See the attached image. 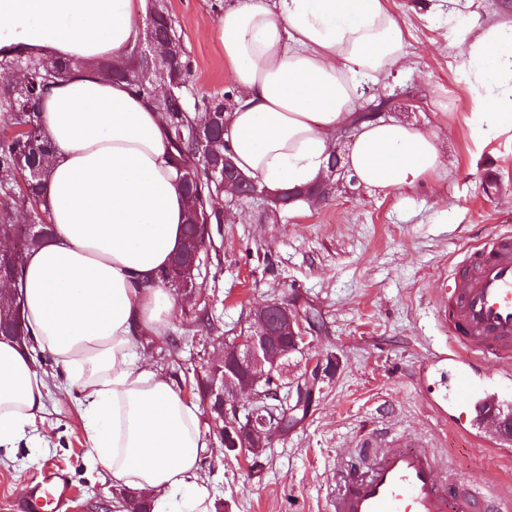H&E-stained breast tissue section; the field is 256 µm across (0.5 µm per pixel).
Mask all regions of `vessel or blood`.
<instances>
[{"instance_id": "1", "label": "vessel or blood", "mask_w": 512, "mask_h": 512, "mask_svg": "<svg viewBox=\"0 0 512 512\" xmlns=\"http://www.w3.org/2000/svg\"><path fill=\"white\" fill-rule=\"evenodd\" d=\"M438 317L458 365L451 399L473 408L476 422L493 427L479 446L512 448V232L497 230L452 265ZM358 463L336 477L327 512H504L502 503L472 486L439 476L427 452L408 447L363 448ZM71 496L66 475L45 470L17 503L18 512H55Z\"/></svg>"}]
</instances>
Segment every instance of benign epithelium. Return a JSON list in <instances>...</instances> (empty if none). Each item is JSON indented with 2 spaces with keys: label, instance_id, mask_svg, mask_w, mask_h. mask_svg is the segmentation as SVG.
Wrapping results in <instances>:
<instances>
[{
  "label": "benign epithelium",
  "instance_id": "7a95c632",
  "mask_svg": "<svg viewBox=\"0 0 512 512\" xmlns=\"http://www.w3.org/2000/svg\"><path fill=\"white\" fill-rule=\"evenodd\" d=\"M176 42L159 45L148 38L146 47H136L135 54L155 65V75L166 77V66L180 55ZM233 162L224 157V165L210 164L207 167L209 181L215 188L200 195L195 203V222L204 231H209L211 200L223 191H233L231 201L241 198H271V192L262 189L243 174L231 179L227 176ZM196 261L176 264L169 269V277L179 291L187 293L195 288L194 271ZM253 323L224 346L222 357L209 359L197 378L205 390V407L208 420L219 438L233 440V448L257 452L268 447L270 431L281 421L277 411L290 404V395H272L259 390V382L281 370L283 360L292 351L300 348L310 331L311 321L300 311L279 302H268L255 309ZM276 398L279 404L272 407L266 403Z\"/></svg>",
  "mask_w": 512,
  "mask_h": 512
}]
</instances>
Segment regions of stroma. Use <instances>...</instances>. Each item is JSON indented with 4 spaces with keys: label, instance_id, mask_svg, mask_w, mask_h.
<instances>
[{
    "label": "stroma",
    "instance_id": "1",
    "mask_svg": "<svg viewBox=\"0 0 512 512\" xmlns=\"http://www.w3.org/2000/svg\"><path fill=\"white\" fill-rule=\"evenodd\" d=\"M225 0H164L191 64L186 104L235 98L232 76L203 19H217ZM406 34L409 67L367 89L368 101L393 98L391 118L433 133L447 170L403 191L379 193L350 181L307 208L264 200L225 205L199 259L197 290L178 295L158 336L138 352L186 396L217 340L249 327L252 311L272 300L299 301L319 318L307 347L288 356L282 380L301 382L308 367L325 370L307 414H295L260 454L223 455L208 432L203 474L215 512H325L336 473L358 449L404 445L428 450L448 473L482 492L512 499V455L476 449L450 419L468 409L433 404L449 394L447 365L426 382L417 369L451 338L436 319L452 262L492 229H512V128L488 116V137L474 143L468 120L480 90L466 62L482 30L512 27V0H389ZM49 381L37 442L0 452V512L59 466L71 501L60 512H112L121 489L90 459L85 429L65 373L38 361Z\"/></svg>",
    "mask_w": 512,
    "mask_h": 512
}]
</instances>
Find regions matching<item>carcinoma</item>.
Segmentation results:
<instances>
[{
  "instance_id": "cac0c4a2",
  "label": "carcinoma",
  "mask_w": 512,
  "mask_h": 512,
  "mask_svg": "<svg viewBox=\"0 0 512 512\" xmlns=\"http://www.w3.org/2000/svg\"><path fill=\"white\" fill-rule=\"evenodd\" d=\"M147 23L160 40L177 36L173 20L162 4H151ZM5 65L16 70V83L9 87H0V109L10 117L16 129L0 134V173L15 175L23 170L29 176L27 186L19 189L18 195L0 206V234L16 236L20 249L16 260L23 263L26 254L41 246L43 240L52 234L48 224H42L33 232L24 228L32 223L29 207L41 205V191L44 178L52 162V148L39 131L38 116L35 112L36 101L43 96L58 80L64 78L69 65L62 60H52L32 53L18 52L15 57L4 60ZM189 72L187 57L183 56L167 71L168 85L173 94L158 99L153 73L145 71L138 58L129 57L121 67L111 68L112 77L124 81L129 88L145 101L153 102L163 112L164 123L172 133L170 146L172 159H179L189 167L200 166L206 170L207 163L224 158V102H203L205 118L217 128L216 135L209 139L215 144L218 153L211 159H205L207 143H201L190 137L194 119L185 105L183 88ZM0 334L26 341L31 333L22 324L18 314L15 296H0Z\"/></svg>"
}]
</instances>
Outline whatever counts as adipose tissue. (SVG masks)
I'll use <instances>...</instances> for the list:
<instances>
[{
    "instance_id": "ef3b65f1",
    "label": "adipose tissue",
    "mask_w": 512,
    "mask_h": 512,
    "mask_svg": "<svg viewBox=\"0 0 512 512\" xmlns=\"http://www.w3.org/2000/svg\"><path fill=\"white\" fill-rule=\"evenodd\" d=\"M144 25L131 0H0V57L28 49L70 62L36 109L53 160L42 208L53 236L29 252L16 286L34 344L0 340V448L33 430L49 354L82 394L94 463L114 485L150 496L152 512H211L200 478V409L136 351L177 304L160 273L178 252L187 201L161 112L101 65L128 60ZM237 91L224 145L238 170L269 191L325 177L342 135L344 166L373 191L413 187L445 170L437 138L409 123L358 121L365 89L406 62L387 0H227L214 24ZM469 64L486 114L512 126V33L489 30Z\"/></svg>"
}]
</instances>
